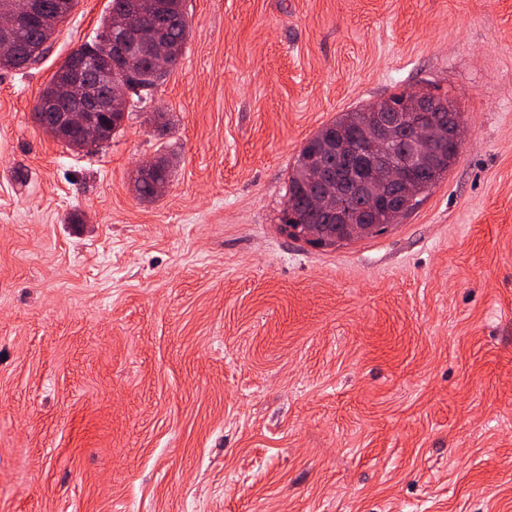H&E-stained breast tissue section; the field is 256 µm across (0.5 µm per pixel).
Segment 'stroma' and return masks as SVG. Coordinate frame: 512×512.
<instances>
[{"mask_svg": "<svg viewBox=\"0 0 512 512\" xmlns=\"http://www.w3.org/2000/svg\"><path fill=\"white\" fill-rule=\"evenodd\" d=\"M108 4L0 70V512H512V0H185L166 82L72 150L33 108ZM433 86L465 142L417 209L281 231L309 138ZM170 164L167 160H158L151 165L150 170L145 175L140 169L137 170V177L135 179V191L141 199H153L157 197L154 191V185L157 182L167 184L159 185L156 189L158 193H163L168 188L170 180Z\"/></svg>", "mask_w": 512, "mask_h": 512, "instance_id": "35a3bbf8", "label": "stroma"}]
</instances>
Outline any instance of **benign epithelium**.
I'll return each instance as SVG.
<instances>
[{"mask_svg": "<svg viewBox=\"0 0 512 512\" xmlns=\"http://www.w3.org/2000/svg\"><path fill=\"white\" fill-rule=\"evenodd\" d=\"M43 14V0H21L13 8H0V45L11 44L18 29ZM114 32L106 51L122 63L129 49L141 39V32L129 15L111 18ZM96 51L80 47L65 59L68 76L53 97L37 106L52 114L62 129L80 127L86 143L98 142L99 128L112 112L127 109L131 85L113 79L105 87L90 82L85 74ZM451 98L428 89L408 92L403 98L373 104L370 129L363 140L364 153L372 158L373 169L367 182L334 183L332 171L314 164L310 179L314 187L310 206L336 214L334 224H283L288 237L315 247L337 246L356 239L389 232L406 216L407 207L424 192L437 174L435 166L421 167L411 150L415 142L422 150L448 154L453 162L463 145L462 126L452 112Z\"/></svg>", "mask_w": 512, "mask_h": 512, "instance_id": "benign-epithelium-1", "label": "benign epithelium"}]
</instances>
